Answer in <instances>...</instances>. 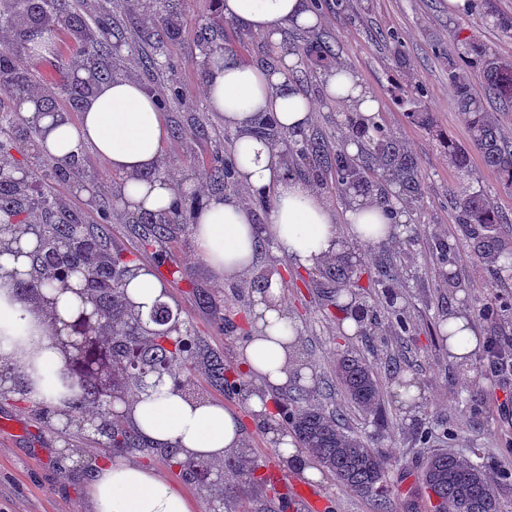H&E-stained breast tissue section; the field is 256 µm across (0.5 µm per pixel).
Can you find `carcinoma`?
Returning a JSON list of instances; mask_svg holds the SVG:
<instances>
[{
  "label": "carcinoma",
  "instance_id": "obj_1",
  "mask_svg": "<svg viewBox=\"0 0 512 512\" xmlns=\"http://www.w3.org/2000/svg\"><path fill=\"white\" fill-rule=\"evenodd\" d=\"M129 14L150 13L155 29L140 36L135 43L136 55L143 69L155 68L157 49L175 41L182 28L180 14L170 7L169 0H126ZM108 7L104 0H84L74 6L72 0H54L46 8L42 0H26L18 10L15 0H0V84L8 93L21 91L43 83L49 92L41 104L59 112L60 119L70 121L81 111L94 88L69 80L71 70L92 69L97 81L112 79L119 68L112 61V39L101 32ZM225 22L212 9L206 17L201 48L219 55L226 50ZM63 29L72 38L73 53L61 54L56 42L49 38L37 41L48 29ZM308 69L320 68L329 59H337L332 45L303 47ZM46 55L55 57L54 74L41 81L32 60ZM448 77L454 86L459 107L467 122L470 145L481 154L485 165L495 170L503 185L512 188V142L501 133L498 118L490 112L485 98L475 94L468 72L480 69L485 93L503 104H512L500 91L503 76L512 73V62L489 51L483 43L466 42L464 55L448 58ZM0 120V162L10 169H22L12 151L33 144L39 129L33 122L10 116L4 109ZM346 123L353 139L363 143L361 155L355 157L344 147L330 146L313 134L293 135L274 125L271 119L258 122L256 135L264 138L271 148L279 150L284 168L289 173L299 170L306 160L313 163L316 176L328 175L341 194L355 192L374 199L380 206L391 209L394 203L416 205L426 195V182L413 157L398 144L376 117L359 121L349 114ZM451 164L460 172L469 169L468 147L450 138L443 139ZM193 164L204 169L210 182L221 189L234 186L235 165L224 158H193ZM382 170L398 187L397 201L385 195L376 182L377 170ZM98 174L87 168L80 156L66 159L38 157L32 162L31 173L24 179H0V250H7L25 235H39L46 246L30 255L29 277L17 286L23 301H41L46 290L64 287L65 272L79 263L88 265V280L83 297L91 308V318L78 315L62 323L57 340L65 355L64 374L77 386L74 396L65 401L59 414L67 417V432L84 437L91 418H96L100 444L123 453L145 457L159 456L182 477L200 487L216 502L224 500V473L232 471L247 478L253 475L255 461L229 455L223 459H200L183 455L172 445L147 444L138 430L123 423V416L100 415V400L104 385H109L115 401L128 404L130 392L145 393L166 384L184 397L196 399L197 374L207 375L209 383L226 396H245L248 385L224 364L223 355L205 344L180 319V313L168 303L159 302L144 313L125 292L127 277L137 269V256L112 247L110 224L112 200L98 196L93 210L98 220L89 222L81 209L66 204L53 192V185L95 182ZM458 224L469 241L473 259L497 264L496 289L505 277H512V236L500 230L503 217L491 199L481 190L466 192L454 199ZM196 203L180 197L176 206L158 217L136 212L131 223L138 228L141 247H153L170 240L172 230L192 225ZM436 265L440 282L448 284L447 267L454 264V254L442 242L436 246ZM279 272L275 266L258 269L251 287L264 292L270 277ZM314 275L336 287V294L350 295L349 308L362 333L369 336H403L410 323L404 308L396 306L395 296L387 302V316L379 320L369 313L351 290L352 268L347 258L340 256L314 270ZM481 318L492 323L512 320V297L494 295L479 310ZM9 379V394L21 403L30 402L28 384L10 363L0 361V377ZM328 390H339L360 414L372 416L383 427L381 390L378 369L356 351H346L336 360L335 380ZM314 388H297L285 393V402L276 410L282 430L294 434L302 453L336 479L338 485L375 501L377 512H397L402 504L391 497L388 483L389 458L358 434L347 430L342 414L329 411L311 402ZM422 481L433 512H502V507L488 476L478 463L463 455L436 453L431 455Z\"/></svg>",
  "mask_w": 512,
  "mask_h": 512
}]
</instances>
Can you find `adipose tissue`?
<instances>
[{"mask_svg":"<svg viewBox=\"0 0 512 512\" xmlns=\"http://www.w3.org/2000/svg\"><path fill=\"white\" fill-rule=\"evenodd\" d=\"M218 10L225 21L261 34L279 49L281 62L277 68L262 69L228 53L200 61L211 111L238 133L234 160L239 184L250 194L269 192L275 198L264 224L254 223L250 211L233 199L202 198L192 231L214 272L230 279L251 272L266 238L295 265L308 269L348 252L352 245L398 238L403 215L387 217L374 201L356 195L350 196L343 214H335L309 183L284 170L277 154L254 132L256 121L265 115L295 133L311 121L314 106L292 80L297 57L286 50L284 33L288 27L308 30L320 25L322 18L310 0H220ZM323 79L330 99L339 105L364 118L376 114L377 100L347 66L326 68ZM37 103V97L23 96L19 112L40 128V153L62 158L91 148L112 173L124 176L122 194L133 211L159 213L176 201L174 182L156 173L167 129L155 95L141 82L117 76L98 84L75 124L56 122L38 112ZM339 219L346 232L337 230ZM35 245L34 238L26 237L20 242L21 256L0 254V360L21 372L32 400L54 410L75 391L63 374L64 355L54 323L69 320L80 300L69 291L56 296V319L51 322L39 308L16 297L14 285L28 271L27 254ZM125 290L145 311L169 299L168 287L147 266L135 270ZM282 293L280 280L274 278L260 294L251 313L254 334L241 359V371L260 384L248 403L262 419L271 411L269 390L289 384L286 364L299 338V325L282 302ZM131 420L145 441L178 445L191 457L223 456L240 449L244 441L236 413L216 402L189 404L167 386L160 393L135 398ZM86 492L92 512H191L188 500L171 482L135 459L98 460L88 474Z\"/></svg>","mask_w":512,"mask_h":512,"instance_id":"obj_1","label":"adipose tissue"}]
</instances>
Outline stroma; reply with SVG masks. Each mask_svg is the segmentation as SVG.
Listing matches in <instances>:
<instances>
[{"mask_svg": "<svg viewBox=\"0 0 512 512\" xmlns=\"http://www.w3.org/2000/svg\"><path fill=\"white\" fill-rule=\"evenodd\" d=\"M316 2L322 25L308 31L289 30V48L299 50L319 37L330 41L343 64L379 100L382 122L413 154L428 184L423 203L404 210L400 243L358 246L350 255L361 285L358 296L379 317L385 314L386 296L383 288L369 287L368 279L378 264L393 259L396 271L391 285L406 307L414 335L346 336L339 328L334 299L318 284H304L302 271L286 256L270 246L260 254L258 264L276 265L288 280V312L299 324L302 358L315 380L332 379L337 353L348 348L357 349L378 367L388 361L401 364L398 377H380L383 405L391 422L380 446L392 456L389 480L402 496V512H430L421 472L427 457L439 451L476 455L492 476L505 512H512V372L499 371L481 349L474 352L469 371H462L449 360L448 344L438 331L443 311L457 307L473 317L480 342L493 338L503 347L512 346L511 324L494 325L475 316L488 299L485 284L494 278L495 268L473 262L451 204L452 198L465 190L483 191L505 219L503 232L511 235L512 190L504 188L478 151L470 153L468 173L458 172L439 142L443 134L464 145L469 142L448 78V57L461 56L465 42L475 38L512 61V31L496 23L500 14L512 16V0H470V10L462 16L449 12L448 0H369L365 9L360 8V0ZM177 7L182 14V32L176 41L165 45L159 69L143 71L123 44L115 49L114 57L124 73L155 94H165L172 83L184 91L185 100L171 102L163 114L166 126L179 127L180 135L165 141L159 172L179 180L183 191L190 194L201 179L189 163L190 156L232 155L237 133L209 111L204 94V74L198 63L204 37L201 20L211 4L209 0H178ZM225 34L232 53L242 62L277 65L278 53L261 36L232 23L227 24ZM299 88L316 106L310 131L335 144H350L346 111L327 98L321 70L303 77ZM414 110L429 113L432 126L415 123L410 117ZM201 118L212 130L210 138H200L197 133ZM83 157L100 172L96 187L61 184L56 186V194L70 206L81 208L92 190L105 192L114 201V244L138 246L139 239L128 222L131 211L119 201L123 177L103 171L93 151L84 150ZM440 241L454 250L455 271L468 285L463 294L451 296L436 286V269L429 254ZM140 262L185 273V281L170 286L171 307L178 309L204 344L223 354L225 363L239 366L245 344L238 329L253 307V289L233 280H219L188 230L176 231L159 250L141 253ZM404 380L416 392L414 404H407L400 391ZM198 385L204 400L224 404L240 415L261 473L286 480L297 501L287 512H375L369 498L340 487L329 474L307 480L298 469L285 468L271 444L267 425L254 421L244 397L225 396L203 379ZM3 419L16 423L21 432L0 430V512H90L84 494L86 472L102 456L101 447L88 440L80 453H73L72 437L50 431L34 408L24 407L8 395H0ZM437 425L457 428L458 437L439 436L424 446L415 443L414 431ZM151 464L162 478L179 485L193 512H235L236 494L225 493L223 505H216L162 459H152Z\"/></svg>", "mask_w": 512, "mask_h": 512, "instance_id": "1", "label": "stroma"}]
</instances>
